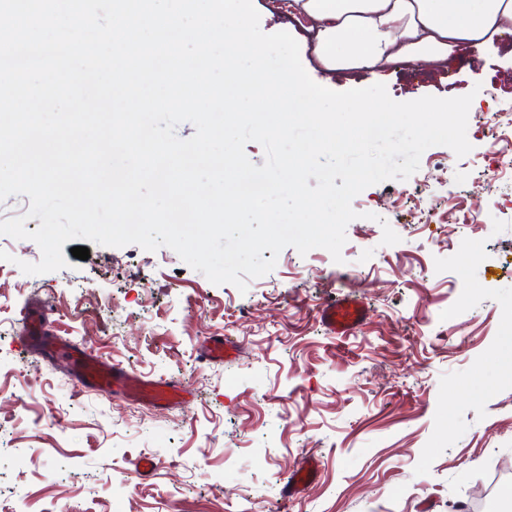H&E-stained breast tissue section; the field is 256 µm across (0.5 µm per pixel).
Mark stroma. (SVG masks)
<instances>
[{"label":"stroma","instance_id":"obj_1","mask_svg":"<svg viewBox=\"0 0 512 512\" xmlns=\"http://www.w3.org/2000/svg\"><path fill=\"white\" fill-rule=\"evenodd\" d=\"M309 75L400 102L473 94L472 150L430 147L408 180L357 195L342 263L266 250L275 268L244 293L167 247L92 243L27 275L39 247L0 235V512H474L512 472V36L441 66ZM385 222L399 243L382 245ZM351 291L366 318L333 335L320 311ZM41 300L55 335L191 397L160 409L82 388L24 346L19 313ZM220 338L237 358L204 361ZM309 462L314 479L284 499Z\"/></svg>","mask_w":512,"mask_h":512}]
</instances>
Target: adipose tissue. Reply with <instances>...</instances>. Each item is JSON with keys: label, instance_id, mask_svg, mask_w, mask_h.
<instances>
[{"label": "adipose tissue", "instance_id": "ef3b65f1", "mask_svg": "<svg viewBox=\"0 0 512 512\" xmlns=\"http://www.w3.org/2000/svg\"><path fill=\"white\" fill-rule=\"evenodd\" d=\"M287 7L310 21L312 51L332 73L430 63L512 34V0H289Z\"/></svg>", "mask_w": 512, "mask_h": 512}]
</instances>
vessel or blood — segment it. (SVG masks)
<instances>
[{"mask_svg":"<svg viewBox=\"0 0 512 512\" xmlns=\"http://www.w3.org/2000/svg\"><path fill=\"white\" fill-rule=\"evenodd\" d=\"M321 316L329 330L346 334L359 325L365 310L353 296H333L323 306ZM52 312L48 305L24 311L21 316V338L26 347L37 350L69 367L85 388L104 396H125L164 405L182 399L186 387L178 380H144L133 372L108 362L83 345L63 340L52 333Z\"/></svg>","mask_w":512,"mask_h":512,"instance_id":"1","label":"vessel or blood"}]
</instances>
